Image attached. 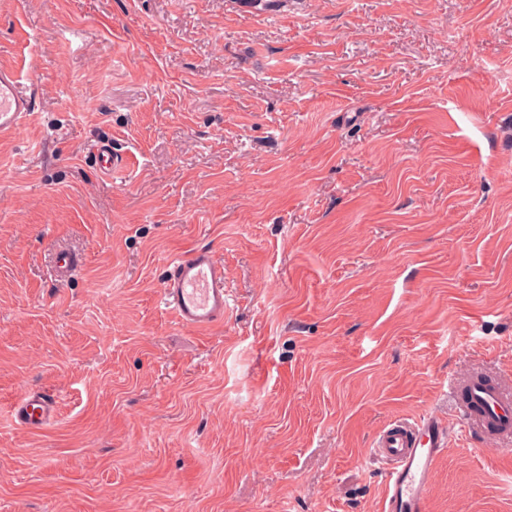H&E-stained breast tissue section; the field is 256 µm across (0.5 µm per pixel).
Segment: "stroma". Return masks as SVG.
Returning <instances> with one entry per match:
<instances>
[{
    "instance_id": "35a3bbf8",
    "label": "stroma",
    "mask_w": 512,
    "mask_h": 512,
    "mask_svg": "<svg viewBox=\"0 0 512 512\" xmlns=\"http://www.w3.org/2000/svg\"><path fill=\"white\" fill-rule=\"evenodd\" d=\"M273 2L0 0V512H382L374 439L426 411L427 512H512L453 394L512 384V0ZM204 246L199 332L161 285ZM35 109V97L22 86L15 68L0 63V134L16 133ZM94 155L100 172L107 176L112 175V172L122 167L126 161L122 156L109 151L104 144L94 146ZM162 298L183 327L206 330L223 324L224 263L204 248L175 258L162 283ZM57 413L55 396L44 392L22 396L13 406L12 417L22 428L44 430L50 427Z\"/></svg>"
}]
</instances>
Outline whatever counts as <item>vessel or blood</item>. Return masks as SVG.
I'll use <instances>...</instances> for the list:
<instances>
[{
	"label": "vessel or blood",
	"mask_w": 512,
	"mask_h": 512,
	"mask_svg": "<svg viewBox=\"0 0 512 512\" xmlns=\"http://www.w3.org/2000/svg\"><path fill=\"white\" fill-rule=\"evenodd\" d=\"M35 109V97L24 89L15 68L0 63V134L16 133ZM104 175L122 167V156L105 145L94 148ZM162 298L177 322L206 330L223 324L224 264L208 249L198 248L172 260L162 283ZM469 431L501 445L512 444V389L486 377H471L457 392ZM57 413L55 396L44 392L22 396L13 406L15 422L28 430L50 427ZM450 431L435 413L413 422L386 425L376 436L374 452L386 461L383 512H427L435 468L448 448Z\"/></svg>",
	"instance_id": "1"
}]
</instances>
